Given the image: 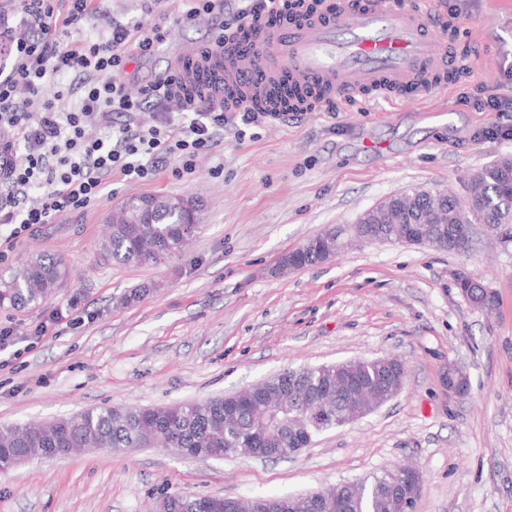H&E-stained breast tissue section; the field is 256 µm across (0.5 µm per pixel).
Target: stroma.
Returning <instances> with one entry per match:
<instances>
[{
	"label": "stroma",
	"instance_id": "1",
	"mask_svg": "<svg viewBox=\"0 0 512 512\" xmlns=\"http://www.w3.org/2000/svg\"><path fill=\"white\" fill-rule=\"evenodd\" d=\"M450 79L408 103L366 91L272 125L224 129L193 173L113 177V191L37 231L0 225V268L45 252L69 276L43 303L0 308L15 334L0 346V425L48 421L96 406L160 407L241 391L286 368L390 356L401 390L374 412L325 431L284 459H191L154 446L35 457L0 473V512H156L167 495L276 498L416 468L413 512H512V233L478 232L465 255L427 246L348 242L290 272L289 251L330 227L352 228L387 198L448 188L468 207L485 165L512 158V0H435ZM165 41L129 63L146 82L179 45L204 47L208 25L165 0ZM191 197L201 228L161 264L103 261L104 219L130 196ZM495 295L493 310L461 296L457 271ZM140 300L121 303L133 288ZM467 390L450 393V370Z\"/></svg>",
	"mask_w": 512,
	"mask_h": 512
}]
</instances>
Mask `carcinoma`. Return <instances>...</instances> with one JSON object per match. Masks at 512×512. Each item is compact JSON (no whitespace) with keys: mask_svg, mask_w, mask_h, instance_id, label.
Wrapping results in <instances>:
<instances>
[{"mask_svg":"<svg viewBox=\"0 0 512 512\" xmlns=\"http://www.w3.org/2000/svg\"><path fill=\"white\" fill-rule=\"evenodd\" d=\"M181 207L172 208L157 196L131 197L114 210L101 245L103 260L118 264L162 263L181 255L199 224V204L191 198H178ZM462 208L447 189L394 196L369 210L374 223L393 231L398 225L414 222L412 228L430 246L453 252L449 226L456 223ZM469 220L492 224L498 230L512 224V159L504 158L485 166L471 185ZM330 228L287 255L288 265L302 268L330 258L327 239ZM66 277L63 258L37 253L16 269L0 270V308H20L43 301L60 287ZM345 374L365 381L347 396L331 393L323 429L339 427L336 415L358 404L369 405L374 395L372 381L384 378L383 369L368 359L346 365ZM336 383V369L299 368L284 370L283 382L276 389L278 399L265 398L268 384L257 395L224 414L225 398L190 401L165 407L134 408L102 406L87 408L46 423L0 426V470L10 469L18 456H35L36 449L51 453L59 448H137L152 444L176 448L184 456L209 454L236 456L239 449L272 458L270 448L309 445L318 434L315 425L299 418L311 399ZM179 512H224L217 497L171 495ZM278 504V512H292L288 497L260 498L244 502L243 512H262L263 504ZM350 512H402L399 501L387 495L376 475L356 491Z\"/></svg>","mask_w":512,"mask_h":512,"instance_id":"cac0c4a2","label":"carcinoma"}]
</instances>
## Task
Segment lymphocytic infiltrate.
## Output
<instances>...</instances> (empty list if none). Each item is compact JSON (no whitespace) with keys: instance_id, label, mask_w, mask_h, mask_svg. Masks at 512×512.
Segmentation results:
<instances>
[{"instance_id":"obj_1","label":"lymphocytic infiltrate","mask_w":512,"mask_h":512,"mask_svg":"<svg viewBox=\"0 0 512 512\" xmlns=\"http://www.w3.org/2000/svg\"><path fill=\"white\" fill-rule=\"evenodd\" d=\"M21 0V19L0 16V54L10 60L0 77V146L22 143L24 158L0 172V224L21 229L51 223L61 213L98 206L114 174L148 180L178 160L192 173L212 154L226 124L259 125L264 112H228L201 101L168 75L146 83L124 77L127 63L150 55L164 37L159 22L104 20L95 41L77 44L72 32L97 15L93 0ZM184 21L209 20L211 44H235L243 25H275L288 0H252L226 31L224 0H187ZM69 74L72 82L45 95L44 87ZM150 122H142L143 113ZM39 196H31L32 188Z\"/></svg>"}]
</instances>
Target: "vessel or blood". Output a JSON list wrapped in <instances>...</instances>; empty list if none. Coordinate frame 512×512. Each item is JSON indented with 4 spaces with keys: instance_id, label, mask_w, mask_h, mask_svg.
Instances as JSON below:
<instances>
[{
    "instance_id": "b4317fda",
    "label": "vessel or blood",
    "mask_w": 512,
    "mask_h": 512,
    "mask_svg": "<svg viewBox=\"0 0 512 512\" xmlns=\"http://www.w3.org/2000/svg\"><path fill=\"white\" fill-rule=\"evenodd\" d=\"M441 26L423 7L393 0H333L284 15L272 29L244 27L238 49L195 54L188 91L222 84L228 112H305L366 89H434L448 66Z\"/></svg>"
}]
</instances>
